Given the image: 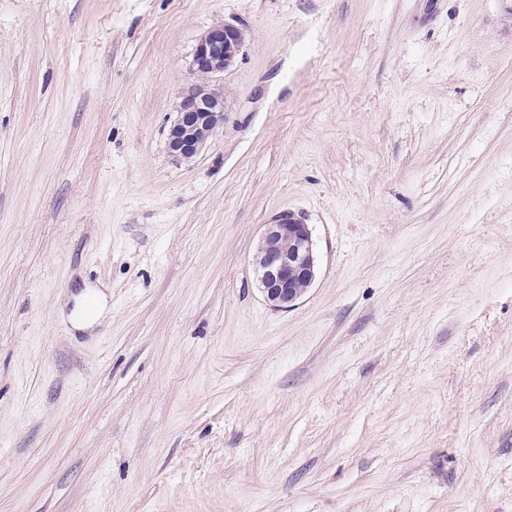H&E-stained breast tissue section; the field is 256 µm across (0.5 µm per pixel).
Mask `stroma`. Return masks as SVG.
<instances>
[{"instance_id":"1","label":"stroma","mask_w":512,"mask_h":512,"mask_svg":"<svg viewBox=\"0 0 512 512\" xmlns=\"http://www.w3.org/2000/svg\"><path fill=\"white\" fill-rule=\"evenodd\" d=\"M0 512H512V0H0ZM244 36L242 31L224 22L216 23L198 39L190 62L198 74H217L224 71L237 56ZM224 125V90L215 85L192 84L183 90L176 116L167 129V148L178 161L188 162ZM252 265L265 299L288 309L300 298L297 280L311 286L318 272V258L309 224L288 211L265 224ZM308 285L298 284L301 293Z\"/></svg>"}]
</instances>
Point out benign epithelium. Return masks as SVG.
<instances>
[{
  "label": "benign epithelium",
  "instance_id": "7a95c632",
  "mask_svg": "<svg viewBox=\"0 0 512 512\" xmlns=\"http://www.w3.org/2000/svg\"><path fill=\"white\" fill-rule=\"evenodd\" d=\"M244 36L224 22L216 23L198 39L190 62L198 74L224 71L237 56ZM224 125V90L215 85L192 84L183 90L176 116L167 129V148L178 161L188 162L204 148L213 133ZM252 265L265 299L274 307L288 309L300 298L297 280L313 284L318 258L308 224L286 211L264 225Z\"/></svg>",
  "mask_w": 512,
  "mask_h": 512
}]
</instances>
